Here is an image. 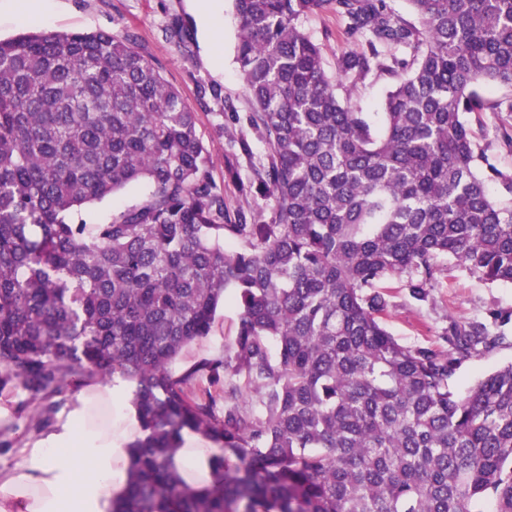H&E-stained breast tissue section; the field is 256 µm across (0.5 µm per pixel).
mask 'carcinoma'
<instances>
[{
    "label": "carcinoma",
    "mask_w": 512,
    "mask_h": 512,
    "mask_svg": "<svg viewBox=\"0 0 512 512\" xmlns=\"http://www.w3.org/2000/svg\"><path fill=\"white\" fill-rule=\"evenodd\" d=\"M406 2L233 0L268 222L225 223L196 113L131 36L0 40V392L28 394L39 432L85 383L133 385L112 512H512V362L450 387L503 337L473 321L446 352L405 346L373 291L405 275L423 300L444 257L512 283V170L466 120L512 112L486 95L512 87V0ZM328 7L359 42L334 78L304 28ZM370 76L391 81L379 125L350 102ZM140 180V203L83 217ZM229 290L232 352L173 376ZM186 431L219 445L196 486Z\"/></svg>",
    "instance_id": "cac0c4a2"
}]
</instances>
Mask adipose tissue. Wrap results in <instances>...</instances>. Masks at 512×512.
<instances>
[{"instance_id": "obj_1", "label": "adipose tissue", "mask_w": 512, "mask_h": 512, "mask_svg": "<svg viewBox=\"0 0 512 512\" xmlns=\"http://www.w3.org/2000/svg\"><path fill=\"white\" fill-rule=\"evenodd\" d=\"M115 387L80 397L69 418L30 449L13 475L0 478V512H112L124 487L126 440L135 420L99 422L88 411L112 406Z\"/></svg>"}]
</instances>
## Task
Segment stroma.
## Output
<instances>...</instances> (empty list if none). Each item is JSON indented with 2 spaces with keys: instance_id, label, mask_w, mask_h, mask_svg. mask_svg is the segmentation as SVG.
<instances>
[{
  "instance_id": "35a3bbf8",
  "label": "stroma",
  "mask_w": 512,
  "mask_h": 512,
  "mask_svg": "<svg viewBox=\"0 0 512 512\" xmlns=\"http://www.w3.org/2000/svg\"><path fill=\"white\" fill-rule=\"evenodd\" d=\"M176 20L188 33L181 43L168 32ZM305 27L322 48L326 72L335 74L337 57L352 47L341 18L326 10L309 16ZM28 30L133 35L140 50L155 60L164 78L195 112L197 132L210 151L212 177L224 192L228 217L243 209L270 218L267 200L242 191L265 162L267 149L247 121L251 104L235 62L239 25L231 0H0V39ZM203 85L217 88L219 97L199 99ZM467 122L491 160L512 170V112H476L468 115ZM242 138L250 144L249 155L232 156L234 142ZM230 163L235 164L237 177L228 176ZM382 291L387 300L383 322L401 344L410 347L447 350L450 323L484 320L495 310L512 311V283H485L445 258L437 262L435 283L425 300L412 296L403 276L386 282ZM237 329L238 310L232 301H225L208 336L184 350L173 363L172 374L181 375L203 359L223 358L232 350ZM509 361L512 345L472 357L457 369L452 387L465 392L478 378ZM19 403V397L0 395V429L17 427L13 448L0 454L1 477L40 439L37 433L25 432L24 420L16 417Z\"/></svg>"
}]
</instances>
